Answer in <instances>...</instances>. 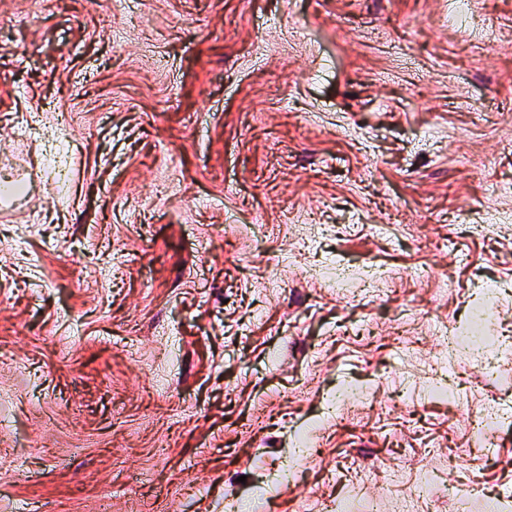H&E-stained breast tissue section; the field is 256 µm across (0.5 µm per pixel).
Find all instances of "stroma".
<instances>
[{
  "label": "stroma",
  "mask_w": 512,
  "mask_h": 512,
  "mask_svg": "<svg viewBox=\"0 0 512 512\" xmlns=\"http://www.w3.org/2000/svg\"><path fill=\"white\" fill-rule=\"evenodd\" d=\"M0 167V512L512 492V0H0Z\"/></svg>",
  "instance_id": "stroma-1"
}]
</instances>
